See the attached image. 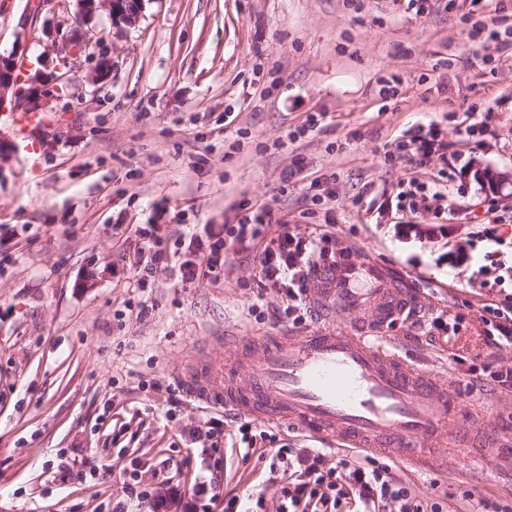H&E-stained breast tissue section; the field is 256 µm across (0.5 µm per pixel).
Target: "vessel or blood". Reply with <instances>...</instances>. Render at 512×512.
I'll return each instance as SVG.
<instances>
[{
    "instance_id": "obj_1",
    "label": "vessel or blood",
    "mask_w": 512,
    "mask_h": 512,
    "mask_svg": "<svg viewBox=\"0 0 512 512\" xmlns=\"http://www.w3.org/2000/svg\"><path fill=\"white\" fill-rule=\"evenodd\" d=\"M313 276L312 307L327 317L361 314L364 329L234 340L223 370L192 380L190 392L223 401L249 418L285 423L324 441L428 469L455 420L448 393L377 334L411 305L408 278L344 246Z\"/></svg>"
}]
</instances>
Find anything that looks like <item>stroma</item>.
<instances>
[{
  "label": "stroma",
  "mask_w": 512,
  "mask_h": 512,
  "mask_svg": "<svg viewBox=\"0 0 512 512\" xmlns=\"http://www.w3.org/2000/svg\"><path fill=\"white\" fill-rule=\"evenodd\" d=\"M24 6L0 0L1 55L90 48L50 124L24 139L0 116V512H222L224 494L245 491L279 512L274 449L317 440L255 419L258 439L241 449L240 417L190 396L184 378L223 364L225 337L300 336L318 320H274L282 298L259 292L251 253L216 282L184 288L160 274L144 307L129 263L142 245L133 225H162L173 241L192 224L234 223L244 199L409 278L419 314L387 336L447 382L496 446L437 449L423 472L377 460L445 512H480L485 498L512 512V391L468 373L512 367V347L486 345L480 320L482 298L512 293V277L479 261L488 207L512 225V50L471 39L468 0H431L420 15L404 0H144L129 27L102 12L75 21L74 0L24 26ZM391 76L398 94L386 99L379 80ZM473 109L492 113L479 139L465 133ZM312 112L322 127L289 141ZM429 123L459 163L420 170L397 157L403 134ZM413 178L434 196L399 212ZM438 316L457 331L431 328ZM212 418L218 452L189 435ZM133 471L159 508L130 495ZM201 484L220 499L194 493Z\"/></svg>",
  "instance_id": "1"
}]
</instances>
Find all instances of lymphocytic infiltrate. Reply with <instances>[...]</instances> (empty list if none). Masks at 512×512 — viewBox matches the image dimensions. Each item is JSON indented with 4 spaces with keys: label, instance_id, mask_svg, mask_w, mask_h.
Wrapping results in <instances>:
<instances>
[{
    "label": "lymphocytic infiltrate",
    "instance_id": "1",
    "mask_svg": "<svg viewBox=\"0 0 512 512\" xmlns=\"http://www.w3.org/2000/svg\"><path fill=\"white\" fill-rule=\"evenodd\" d=\"M397 148L422 168L448 145L430 124L416 126L409 140L399 142ZM136 233L143 240L133 262L134 286L139 292L153 287L156 275L163 271L172 272L185 287L202 279L219 280L230 256L254 251L259 290L270 288L285 295L282 315L295 325L307 319L305 298L311 271L334 255L329 233L298 236L269 210L247 201L240 203L236 223L194 227L172 244L157 224L137 227ZM482 311L487 344L511 346L512 296L490 300ZM275 458L285 462L288 470L280 512H343V505L349 503L357 504V512H440L438 504L424 506L385 464L367 467L342 455L331 467L317 448H280Z\"/></svg>",
    "mask_w": 512,
    "mask_h": 512
}]
</instances>
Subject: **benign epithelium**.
<instances>
[{
	"label": "benign epithelium",
	"mask_w": 512,
	"mask_h": 512,
	"mask_svg": "<svg viewBox=\"0 0 512 512\" xmlns=\"http://www.w3.org/2000/svg\"><path fill=\"white\" fill-rule=\"evenodd\" d=\"M76 16L91 19L98 12L106 11L112 23L134 24L141 11H128L124 0H75ZM67 80L64 75L30 73L17 57L0 55V108L13 103L19 112H42L52 98L62 97Z\"/></svg>",
	"instance_id": "7a95c632"
}]
</instances>
